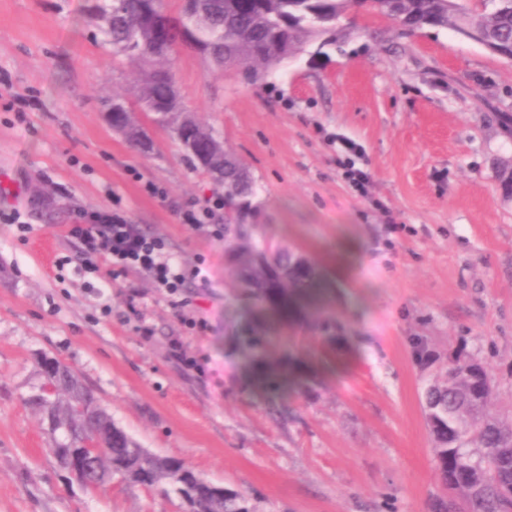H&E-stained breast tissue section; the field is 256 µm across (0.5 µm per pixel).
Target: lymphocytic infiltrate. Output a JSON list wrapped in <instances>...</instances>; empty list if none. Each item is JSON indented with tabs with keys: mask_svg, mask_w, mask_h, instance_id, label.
Instances as JSON below:
<instances>
[{
	"mask_svg": "<svg viewBox=\"0 0 512 512\" xmlns=\"http://www.w3.org/2000/svg\"><path fill=\"white\" fill-rule=\"evenodd\" d=\"M68 234L81 245L82 266L101 271L107 284L134 271L175 298L182 294L189 278H208L204 264L185 270L173 259L162 238L148 235L140 225L130 223L118 208L79 212L76 223L69 225Z\"/></svg>",
	"mask_w": 512,
	"mask_h": 512,
	"instance_id": "1",
	"label": "lymphocytic infiltrate"
}]
</instances>
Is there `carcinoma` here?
I'll list each match as a JSON object with an SVG mask.
<instances>
[{"label":"carcinoma","mask_w":512,"mask_h":512,"mask_svg":"<svg viewBox=\"0 0 512 512\" xmlns=\"http://www.w3.org/2000/svg\"><path fill=\"white\" fill-rule=\"evenodd\" d=\"M359 4L369 18L398 21L409 16L417 19L419 29L463 31L489 46H500L506 55L512 53V0H487L482 9L463 4L456 10L448 8V0H195L193 10L179 12V21L216 66L255 60L268 71L286 62L283 48L295 55L314 41L334 44V39L324 36ZM162 9L163 0H94L91 6L112 57L126 56L140 63L138 105L148 116L164 111L167 102L178 98L169 49L179 33L174 29L159 42L144 23L146 13ZM208 174L229 200L256 195L254 182L243 180L236 168L222 161ZM255 253L266 260L288 258L286 248L270 253L251 245L241 253V264L250 270V298L266 303L282 321L306 317L305 305L319 301V272H297L289 283L276 285L262 266L253 263ZM52 370L56 382L66 378L69 386L55 393L41 391L31 396L30 403L54 418L58 436L51 451L56 456L60 448H84L112 417L66 363L54 357ZM492 394L488 369L474 358L454 354L423 396L424 408L431 409L434 418L430 435L438 480L446 488L448 473L461 479L455 499L464 503V512H512V418L489 412ZM472 448L484 449L480 460L471 459ZM95 467L128 485L160 487L165 495L177 498L201 482L181 460L141 454L135 443L125 439L102 443ZM199 508L200 512H252L247 499L231 490L200 498Z\"/></svg>","instance_id":"cac0c4a2"}]
</instances>
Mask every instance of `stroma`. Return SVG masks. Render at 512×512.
<instances>
[{
	"label": "stroma",
	"mask_w": 512,
	"mask_h": 512,
	"mask_svg": "<svg viewBox=\"0 0 512 512\" xmlns=\"http://www.w3.org/2000/svg\"><path fill=\"white\" fill-rule=\"evenodd\" d=\"M90 4L0 0V213L20 215L0 222V512H180L157 489L69 478L28 403L47 357L138 445L255 512H432L422 400L449 353L483 362L491 413L512 412V61L449 29L363 18L253 85L177 53L182 102L256 182L255 239L320 268L329 348L305 326L257 334L231 227L175 211L219 186L165 130L144 155L106 121L139 64L112 59ZM115 202L186 268L204 261L184 315L142 275L101 290L77 272L67 225ZM175 340L199 370L171 357Z\"/></svg>",
	"instance_id": "1"
}]
</instances>
